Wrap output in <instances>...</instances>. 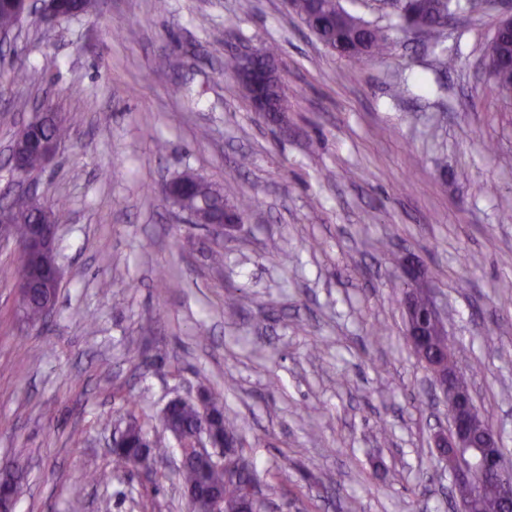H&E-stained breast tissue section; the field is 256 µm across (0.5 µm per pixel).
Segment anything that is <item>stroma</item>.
Wrapping results in <instances>:
<instances>
[{"mask_svg": "<svg viewBox=\"0 0 512 512\" xmlns=\"http://www.w3.org/2000/svg\"><path fill=\"white\" fill-rule=\"evenodd\" d=\"M346 7L388 31L384 55L339 57L288 0H98L52 29L24 19L0 47V80L29 75L0 98V205L38 104L70 125L32 177L65 204L46 326L25 323L0 240V459L27 464L15 512H188L176 441L148 475L116 469L110 445L128 416L156 434L167 402L202 388L223 393L270 512H450L444 401L403 336L407 256L459 367L483 364L473 396L512 459V100L485 69L512 0L452 15L438 46L402 30L394 0ZM273 46L274 120L224 71ZM186 171L247 202L244 223H185L161 185ZM403 265L407 270H411L418 274V276L411 282V285L412 288H414V294L421 297L427 303L425 316L432 330L438 334V336H446L448 333L444 315L441 308L434 300L433 291L428 285V279L421 274V270H414L408 260L404 261Z\"/></svg>", "mask_w": 512, "mask_h": 512, "instance_id": "obj_1", "label": "stroma"}]
</instances>
